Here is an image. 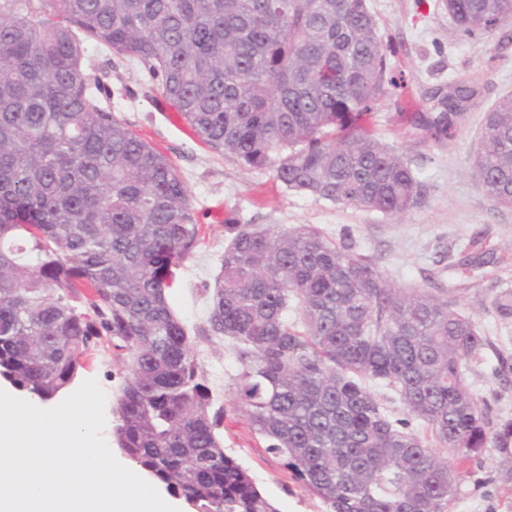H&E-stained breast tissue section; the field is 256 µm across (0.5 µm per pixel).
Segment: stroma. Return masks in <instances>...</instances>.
<instances>
[{"mask_svg":"<svg viewBox=\"0 0 512 512\" xmlns=\"http://www.w3.org/2000/svg\"><path fill=\"white\" fill-rule=\"evenodd\" d=\"M378 34L389 44L387 63L404 84L379 102L373 123L388 144L397 146L427 186L425 203L395 219L376 211L333 204L283 189L271 170H248L197 139L164 103L147 98L139 73L110 52L96 55L93 72L109 87H128L113 96L112 110L155 148L180 166L202 227L203 243L180 269L172 301L189 329L205 318L227 242L218 214L243 224L283 230L311 224L336 241L351 243L369 256L394 286L426 287L427 275L442 288L459 291V307L492 344L481 366L466 371L465 381L479 399L493 406L494 421L512 420V384L490 375L498 358L512 362V316L494 312L493 300L512 292V207L500 205L477 185L470 156L476 148L485 113L512 93V25L478 40L460 38L441 0H367ZM484 86L480 106L459 121L452 142L417 143L398 123L401 112H425L428 94L446 90L457 75ZM494 249L499 260L477 270L464 261L472 241ZM197 361L212 390L215 406L224 410L219 434L225 448L247 468L259 489L279 512H324L320 500L293 478L281 460L266 455L263 443L233 410L234 379L240 370L229 344L194 343ZM125 377L123 365L107 349L82 361L78 381L97 380L107 400H114ZM448 512H512V467L491 452L468 464Z\"/></svg>","mask_w":512,"mask_h":512,"instance_id":"1","label":"stroma"}]
</instances>
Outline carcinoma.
Returning a JSON list of instances; mask_svg holds the SVG:
<instances>
[{"label":"carcinoma","mask_w":512,"mask_h":512,"mask_svg":"<svg viewBox=\"0 0 512 512\" xmlns=\"http://www.w3.org/2000/svg\"><path fill=\"white\" fill-rule=\"evenodd\" d=\"M462 36L512 23V0H442ZM136 65L211 149L335 204L401 217L424 183L372 114L402 77L366 0H0V377L42 401L101 347L125 367L117 447L192 512H279L224 449V409L171 302L201 243L180 168L141 139L81 66L73 28ZM469 77L397 113L420 141H451ZM472 167L512 207V94L488 112ZM200 335L233 342L234 411L327 512H446L464 463L512 459L464 371L488 345L455 291H404L319 229L224 219ZM468 264L494 252L471 242ZM398 397L394 419L371 391ZM419 421L447 464L410 429Z\"/></svg>","instance_id":"obj_1"}]
</instances>
